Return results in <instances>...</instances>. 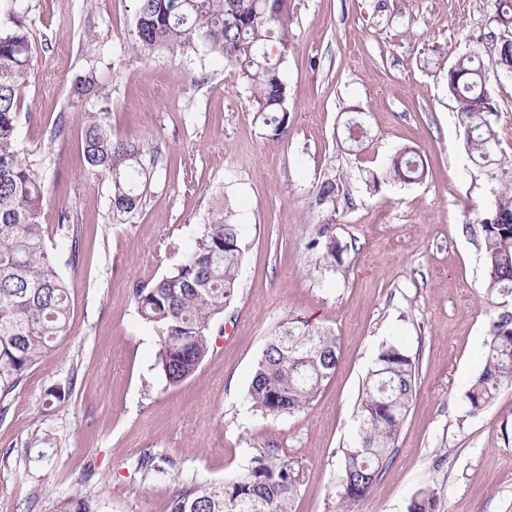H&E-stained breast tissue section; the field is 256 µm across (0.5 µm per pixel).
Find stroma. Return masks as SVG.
<instances>
[{
	"label": "stroma",
	"instance_id": "stroma-1",
	"mask_svg": "<svg viewBox=\"0 0 512 512\" xmlns=\"http://www.w3.org/2000/svg\"><path fill=\"white\" fill-rule=\"evenodd\" d=\"M33 46L19 113L28 159L45 186L41 220L70 284L66 336L0 404V512H58L87 496L99 512H170L175 491L246 473L269 450L300 474L295 512H342L343 450L362 383L382 346L403 347L417 383L392 465L351 512H407L433 490L435 512H512V387L479 414L465 393L483 368L492 318L512 297L488 295L477 211L490 205L469 158L445 74L478 50L491 63L495 0H288L283 58L288 132L268 137L236 69L203 51L135 52V0H24ZM81 76L104 90L112 134L157 148L135 213L114 212L107 178L88 175ZM499 155L512 159V79L488 72ZM357 118L367 136L348 140ZM66 132L55 136L58 121ZM414 148L417 183L372 188L397 150ZM336 204L319 203L325 180ZM241 225L244 260L224 333L194 376L170 386L159 332L134 291L181 259L218 199ZM79 229V258L57 231ZM329 224L337 272L311 249ZM331 330L340 362L300 411L271 415L248 397L257 356L287 319ZM64 400L47 401L50 390ZM169 476L137 469L143 452Z\"/></svg>",
	"mask_w": 512,
	"mask_h": 512
}]
</instances>
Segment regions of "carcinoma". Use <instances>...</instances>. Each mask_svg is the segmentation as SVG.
Here are the masks:
<instances>
[{"label":"carcinoma","instance_id":"cac0c4a2","mask_svg":"<svg viewBox=\"0 0 512 512\" xmlns=\"http://www.w3.org/2000/svg\"><path fill=\"white\" fill-rule=\"evenodd\" d=\"M13 27L0 30V402L65 335L70 289L48 249L41 221L44 183L25 158L18 115L33 55L22 0H0ZM134 42L139 51L156 47L194 49L202 45L213 59L238 70L252 90L258 117L279 138L288 131V84L281 62L266 52L269 42L286 45L288 0H135ZM490 22L512 28V0H498ZM497 74L512 78V48L495 61ZM448 94L456 101L473 163L487 173L492 205L477 217L484 247L489 293L512 295V163L497 158L498 135L490 120L497 112L487 87L486 69L475 53L465 54L446 73ZM78 100H102L94 79L74 84ZM107 108L85 115L86 170L111 182L112 209L130 214L140 207L153 164L147 148L112 137ZM418 153L402 148L386 172L388 179L420 180ZM62 237L76 259L75 221L64 210L57 218ZM312 247L322 266H343V249L328 224ZM244 258L239 225L224 219L219 201L180 262L150 286L136 289L141 319L160 332L157 364L170 385L192 377L208 357L215 322L237 294ZM339 362L336 336L308 322L284 321L270 334L258 357L248 395L271 414H290L308 405ZM416 366L399 345L381 348L369 370L357 416V438L344 453L343 502L367 496L390 466L415 386ZM512 387V317L490 323L485 364L465 393L469 413L483 410L503 387ZM298 474L288 459L270 450L253 460L243 475L221 483L191 482L172 497L170 512H292ZM433 492L423 490L409 512H432ZM60 512H97L89 497H76Z\"/></svg>","mask_w":512,"mask_h":512}]
</instances>
